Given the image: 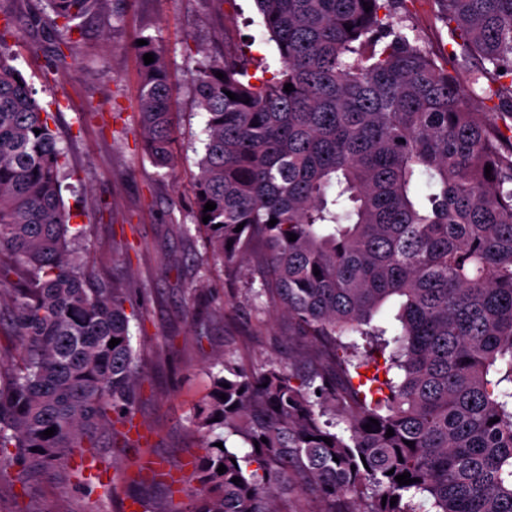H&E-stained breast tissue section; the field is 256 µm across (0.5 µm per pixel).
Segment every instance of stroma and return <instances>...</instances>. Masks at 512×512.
<instances>
[{"label":"stroma","instance_id":"stroma-1","mask_svg":"<svg viewBox=\"0 0 512 512\" xmlns=\"http://www.w3.org/2000/svg\"><path fill=\"white\" fill-rule=\"evenodd\" d=\"M48 0H0V17L17 23L5 37L9 54L69 153L62 196L81 231L84 270L95 281L129 284L138 315L133 346L141 354L144 381L135 419L148 432L138 447L114 438L105 448L104 480L115 486L97 512H127L133 499L174 507L198 487L190 463L203 455L205 439L194 414L208 397L220 359L253 370L284 361L304 374L323 362L309 338L288 333V319L272 305L256 309L241 282L228 281L223 262L211 256L204 231L192 221L198 154L205 115L195 98L202 64L248 49L255 68L279 69L274 42L253 0H109L100 13L76 20L74 50L59 30L44 24ZM404 23L419 44L471 88L461 58L449 56V35L433 0H407ZM156 36L166 62L175 114L173 168H160L142 154L140 60L137 33ZM166 460L181 485L126 473L137 457ZM82 488L46 472L21 485L0 486V512L33 505L36 512H79Z\"/></svg>","mask_w":512,"mask_h":512}]
</instances>
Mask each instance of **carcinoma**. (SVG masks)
Wrapping results in <instances>:
<instances>
[{"mask_svg":"<svg viewBox=\"0 0 512 512\" xmlns=\"http://www.w3.org/2000/svg\"><path fill=\"white\" fill-rule=\"evenodd\" d=\"M49 2L71 44L70 23L108 0ZM255 2L281 69L258 77L242 52L198 70L194 223L228 278L252 264V301L267 299L327 363L298 375L224 362L194 420L208 438L201 488L180 512H278L301 481L325 512L346 496L344 512H512V0H434L489 116L406 31L405 0ZM12 29L5 18L0 324L13 342L0 345V480L8 464L25 485L47 471L71 480L76 455L104 461L106 432L131 443L141 358L132 289L91 284L77 262L67 154L2 48ZM137 39L139 56L154 55L141 65L144 150L170 168L162 48ZM390 299L393 329L373 323ZM231 437L240 450L217 447ZM405 472L414 482L401 486Z\"/></svg>","mask_w":512,"mask_h":512,"instance_id":"obj_1","label":"carcinoma"}]
</instances>
